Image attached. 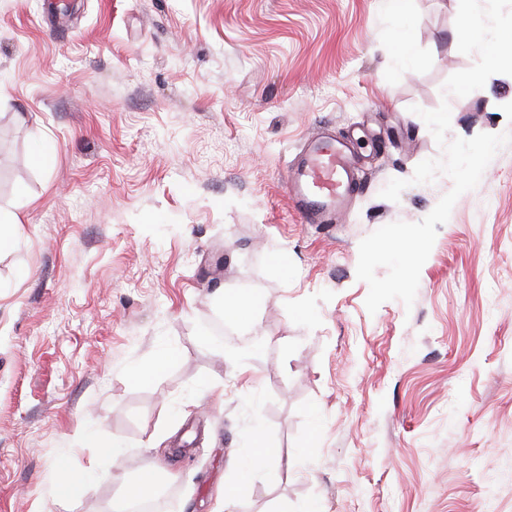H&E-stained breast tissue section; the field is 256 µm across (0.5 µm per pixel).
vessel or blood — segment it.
<instances>
[{
	"mask_svg": "<svg viewBox=\"0 0 512 512\" xmlns=\"http://www.w3.org/2000/svg\"><path fill=\"white\" fill-rule=\"evenodd\" d=\"M361 177L348 143L332 136L308 142L298 165L289 171L286 189L300 219L325 224L347 207Z\"/></svg>",
	"mask_w": 512,
	"mask_h": 512,
	"instance_id": "1",
	"label": "vessel or blood"
}]
</instances>
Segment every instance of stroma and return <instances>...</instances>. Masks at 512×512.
Here are the masks:
<instances>
[{"label":"stroma","instance_id":"35a3bbf8","mask_svg":"<svg viewBox=\"0 0 512 512\" xmlns=\"http://www.w3.org/2000/svg\"><path fill=\"white\" fill-rule=\"evenodd\" d=\"M410 6L406 70L388 0H0V211L24 221L0 250V512H115L150 470L163 512H214L257 438L280 457L228 512H512V145L437 225L412 307L369 313L356 277L364 237L452 187L380 196L441 155L418 109L512 131V82L442 95L477 60L459 0ZM324 128L366 185L304 224L284 175ZM227 291L256 300L240 346L212 338ZM174 351L168 347H162L150 369L135 368L128 373L129 380L134 384L145 383L152 379L155 373L160 371L168 360L173 357ZM90 476L91 470L83 476L64 478L58 485L56 499L75 498L77 495L82 494L90 484Z\"/></svg>","mask_w":512,"mask_h":512}]
</instances>
